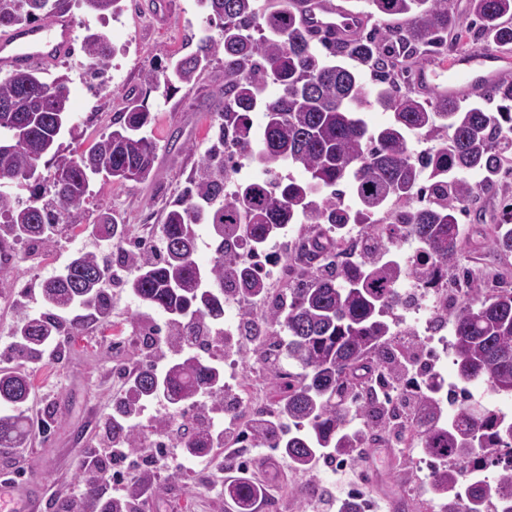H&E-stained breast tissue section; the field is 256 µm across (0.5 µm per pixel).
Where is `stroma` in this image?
<instances>
[{"label":"stroma","instance_id":"obj_1","mask_svg":"<svg viewBox=\"0 0 512 512\" xmlns=\"http://www.w3.org/2000/svg\"><path fill=\"white\" fill-rule=\"evenodd\" d=\"M125 5L119 19L108 20L90 12L82 0L65 3L79 27L103 29L110 38L115 53L104 83L92 79L89 62L77 45L46 69L45 76L51 80L68 75L72 121L88 142L111 131L114 117L124 111L131 96H145L155 117L152 134L158 151L153 173L147 181L122 185L94 178L78 213L76 231L61 230L47 249L27 246L28 261H0V363H15L6 354L13 324L42 313V281L66 267L76 252H105L95 224L108 216L117 220L127 241L159 238L166 208L182 192L208 147L214 110L224 98L223 58H215L195 84L167 95L147 91L142 72L164 69L170 57L191 51L192 38L217 39L220 29L208 23L199 0H125ZM466 178L484 191L461 217L460 264L472 270L479 288H512V254L490 247L493 226L505 223L504 206L512 204V174L490 187L482 173L473 171ZM110 294L108 317L84 323L79 336L62 340L56 358L25 365L38 385L29 411H52V428L47 436H34L26 447L0 448V477L22 485L47 484L43 512H58V499L82 492L84 456L90 448L106 446L112 402L125 393L128 373L145 358L138 338L166 321L161 312L142 304L121 285H113ZM232 347L240 383L253 388L255 397L248 404L234 403L228 413L216 414L214 422L216 429L228 427L241 434L253 417L275 409L273 372L291 371L293 364L282 357L275 367L262 365L253 343L241 336L234 337ZM376 434L378 444L362 449L341 472L316 466L298 475L278 450L253 449L249 475L273 499L272 504L262 505V512H316L315 491L322 482L334 485L338 499L362 498L374 512H426L431 496L421 449L392 447L387 428L377 427ZM209 458L213 471L208 475L144 465L132 469L129 483L148 490L142 512H239L219 476L233 458L231 449H214Z\"/></svg>","mask_w":512,"mask_h":512}]
</instances>
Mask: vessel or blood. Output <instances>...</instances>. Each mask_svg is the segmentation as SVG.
Listing matches in <instances>:
<instances>
[{"mask_svg":"<svg viewBox=\"0 0 512 512\" xmlns=\"http://www.w3.org/2000/svg\"><path fill=\"white\" fill-rule=\"evenodd\" d=\"M302 17L317 34L341 37L353 25L352 17L335 0H304ZM75 31V19L61 11L47 22L0 33V72L56 63L70 51ZM511 74L512 57L473 48L450 57L443 67L420 71L418 79L432 91L464 97L486 91ZM43 500L36 490L13 485L0 488V512H41Z\"/></svg>","mask_w":512,"mask_h":512,"instance_id":"obj_1","label":"vessel or blood"}]
</instances>
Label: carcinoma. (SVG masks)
<instances>
[{
	"mask_svg": "<svg viewBox=\"0 0 512 512\" xmlns=\"http://www.w3.org/2000/svg\"><path fill=\"white\" fill-rule=\"evenodd\" d=\"M101 16L121 15L123 0H83ZM296 0H279L274 10H262L258 0H201L207 20L219 21L222 38L201 37L195 50L170 61L167 68L147 69L143 82L165 93L196 82L219 54H224V101L215 110V136L225 144L233 129L238 159L256 162L271 171L286 162L301 167L308 178L259 180L240 187L224 199L232 170L224 153L204 155L195 175L172 203L161 225L159 259L141 263L123 247L113 221L108 241L117 262L126 268L123 287L150 308L167 316L168 331L155 340V349L175 350L177 357L164 371L138 368L128 392L112 403V438L139 447L130 418L142 404L166 401L164 423L181 422L177 445L191 454L214 447L188 420L197 397H209L224 409V370L203 359L190 337L205 335L204 346L224 342L222 332L210 335L209 322L224 317V303L261 297L267 281L231 257L241 244L259 250L283 224L303 216L321 227L304 240L306 283L290 292V300L251 323L250 336L264 354L266 338L287 332L288 359L301 369L278 377L277 417L264 432L253 435L255 445L277 448L291 469L304 473L318 462L354 457L374 440L369 430L350 428L362 415L394 428H406L400 408L386 407L369 396L358 406L348 394L362 384L378 381L400 385L408 381L405 350L398 337L407 328H394V310L403 305L397 284L403 279L432 283L460 270L459 216L474 200L478 187L464 174L478 171L496 179L502 161L512 154V82L468 103L441 96L423 98L399 89L400 65L429 54L448 58L469 49L451 39L452 0H367L370 15L387 25L381 33L355 40L343 51L325 42L322 50L301 23ZM62 6V0H0V27L35 23ZM481 30L497 47L512 50V0H471ZM81 48L93 77L104 78L113 54L109 36L85 28ZM368 67L379 84L376 102L391 111L384 127L369 128L361 117L367 96L360 73L341 57ZM281 94H267L269 83ZM261 110L265 124L254 138L248 113ZM69 78L48 82L41 70L10 73L0 80V232L11 239L44 247L59 227H79L77 214L90 194L96 175L123 184L150 176L156 143L147 134L154 116L144 100L133 101L112 122L114 128L85 149L64 153L59 138L68 133L83 145V131L70 123ZM445 131L448 143L433 152L413 155L411 135L435 136ZM53 170L48 183L34 184L27 174L40 167ZM351 185L356 208L341 205L339 186ZM29 192L26 200L7 192ZM397 205L384 227L370 224L375 212ZM210 224L213 255L204 267L196 258L194 226ZM350 224L362 226L366 246L359 262L324 274L313 260L330 253ZM421 244L423 257L401 265L387 258L403 238ZM492 247L512 253V225L496 224ZM112 272L106 257L78 252L65 270L44 285L46 312L27 317L11 331L12 349L28 361L43 358L46 344L59 336H76L79 324L64 328L60 313L75 306L106 317L111 301L100 284ZM463 300L448 314L452 325V355L457 381L464 387L481 383L495 394L512 396V291L483 296L468 279L460 286ZM32 374L0 366V448H24L35 422L26 405L34 398ZM467 393L448 401L454 415L442 420L440 384L402 397L413 401L421 428L413 439L437 462L430 475L433 499L442 512H512V467L494 479H480L490 458L506 449L512 456V418L496 411L475 412ZM75 512H127V501L102 500L97 488L85 485L82 506Z\"/></svg>",
	"mask_w": 512,
	"mask_h": 512,
	"instance_id": "carcinoma-1",
	"label": "carcinoma"
}]
</instances>
